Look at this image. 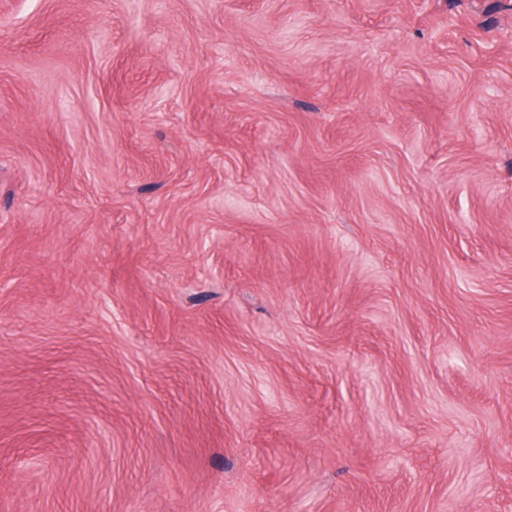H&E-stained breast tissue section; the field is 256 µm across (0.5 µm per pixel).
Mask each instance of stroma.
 Segmentation results:
<instances>
[{
	"mask_svg": "<svg viewBox=\"0 0 512 512\" xmlns=\"http://www.w3.org/2000/svg\"><path fill=\"white\" fill-rule=\"evenodd\" d=\"M0 512H512V0H0Z\"/></svg>",
	"mask_w": 512,
	"mask_h": 512,
	"instance_id": "stroma-1",
	"label": "stroma"
}]
</instances>
